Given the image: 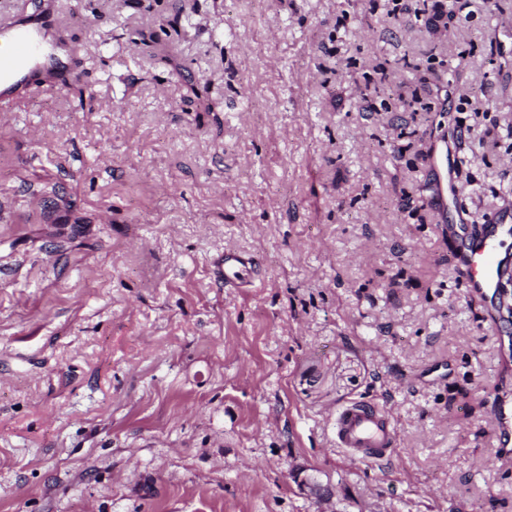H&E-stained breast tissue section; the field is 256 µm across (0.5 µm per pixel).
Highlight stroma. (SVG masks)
<instances>
[{"instance_id":"35a3bbf8","label":"stroma","mask_w":512,"mask_h":512,"mask_svg":"<svg viewBox=\"0 0 512 512\" xmlns=\"http://www.w3.org/2000/svg\"><path fill=\"white\" fill-rule=\"evenodd\" d=\"M428 4L48 0L78 75L0 111V512H512L458 259L512 208V0ZM354 402L389 459L337 447ZM255 266L252 257L233 251H224V256L215 262V277L223 278L224 285L239 288L247 282L245 275ZM395 441L388 412L375 406L353 403L336 416V442L362 461H379L389 456Z\"/></svg>"}]
</instances>
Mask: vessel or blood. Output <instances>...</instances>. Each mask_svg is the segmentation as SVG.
Here are the masks:
<instances>
[{"label":"vessel or blood","mask_w":512,"mask_h":512,"mask_svg":"<svg viewBox=\"0 0 512 512\" xmlns=\"http://www.w3.org/2000/svg\"><path fill=\"white\" fill-rule=\"evenodd\" d=\"M46 25H0V102L8 103L23 87L34 84L36 73L51 76L61 85L74 75L70 63L46 50ZM512 238V212L503 211L482 227L478 238L462 242L461 272L470 292L496 299L507 266L500 254L502 243ZM255 265L254 258L228 251L215 262L214 273L225 285L237 288ZM498 438L503 448L512 447V403L498 402L494 409ZM395 441L388 412L353 403L336 416V442L362 461L389 456Z\"/></svg>","instance_id":"vessel-or-blood-1"}]
</instances>
